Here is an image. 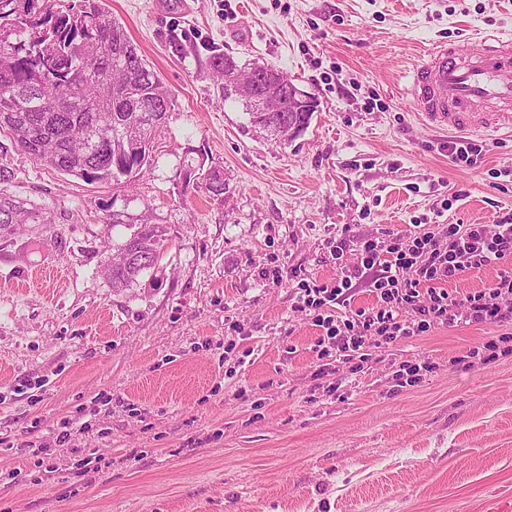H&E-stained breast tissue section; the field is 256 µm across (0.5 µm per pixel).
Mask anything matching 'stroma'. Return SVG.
<instances>
[{"label": "stroma", "instance_id": "stroma-1", "mask_svg": "<svg viewBox=\"0 0 512 512\" xmlns=\"http://www.w3.org/2000/svg\"><path fill=\"white\" fill-rule=\"evenodd\" d=\"M174 96L132 184H89L18 148L0 190L46 213L0 238V512H486L512 497V354L453 357L512 323L437 326L320 374L297 276L328 243L512 211V137L482 163L411 102L438 41L512 33V0H108ZM288 74L318 100L286 144L223 99L211 58ZM228 188L211 194L202 170ZM155 268L102 272L142 213ZM281 269L279 283L265 279ZM405 364L430 370L398 386ZM448 156L453 162L462 163L466 166L476 165L478 159L486 152L483 142H479L468 137H458V139L448 140Z\"/></svg>", "mask_w": 512, "mask_h": 512}]
</instances>
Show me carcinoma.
<instances>
[{
	"label": "carcinoma",
	"mask_w": 512,
	"mask_h": 512,
	"mask_svg": "<svg viewBox=\"0 0 512 512\" xmlns=\"http://www.w3.org/2000/svg\"><path fill=\"white\" fill-rule=\"evenodd\" d=\"M0 12V133L40 164L88 183L129 184L135 167L152 161L148 149L174 107V98L147 68L105 0H12ZM252 127L278 140L272 122L261 125L243 102ZM207 189L224 194V173L208 169ZM48 224L0 192V225ZM125 242L139 255L160 257L168 229L143 219ZM123 250L106 261L112 286L135 282L147 268L124 262Z\"/></svg>",
	"instance_id": "cac0c4a2"
}]
</instances>
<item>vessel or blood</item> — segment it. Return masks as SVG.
Instances as JSON below:
<instances>
[{
	"label": "vessel or blood",
	"instance_id": "b4317fda",
	"mask_svg": "<svg viewBox=\"0 0 512 512\" xmlns=\"http://www.w3.org/2000/svg\"><path fill=\"white\" fill-rule=\"evenodd\" d=\"M430 125L460 133H512V35L439 42L408 88Z\"/></svg>",
	"mask_w": 512,
	"mask_h": 512
}]
</instances>
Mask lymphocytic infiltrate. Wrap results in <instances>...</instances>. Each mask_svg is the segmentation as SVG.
<instances>
[{"instance_id": "lymphocytic-infiltrate-1", "label": "lymphocytic infiltrate", "mask_w": 512, "mask_h": 512, "mask_svg": "<svg viewBox=\"0 0 512 512\" xmlns=\"http://www.w3.org/2000/svg\"><path fill=\"white\" fill-rule=\"evenodd\" d=\"M330 254L338 269L335 283L306 277L295 291L299 309L311 312L315 326L325 331L321 356L364 363L376 339L390 344L458 321L512 322V269L499 265L512 255L511 212L493 224H441L353 245L340 239ZM491 266L496 275L487 288L463 297L448 292L447 282ZM358 283L373 289L375 306L339 317Z\"/></svg>"}]
</instances>
